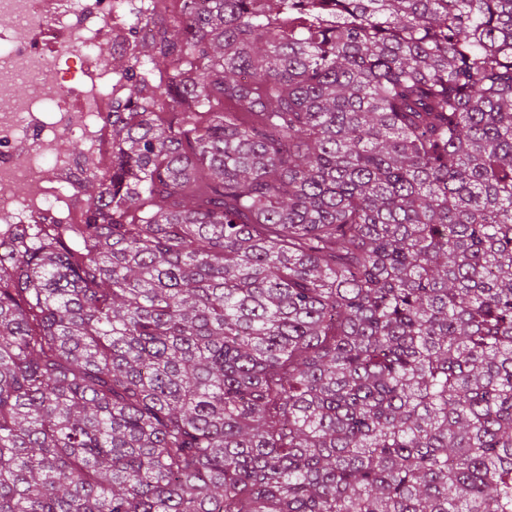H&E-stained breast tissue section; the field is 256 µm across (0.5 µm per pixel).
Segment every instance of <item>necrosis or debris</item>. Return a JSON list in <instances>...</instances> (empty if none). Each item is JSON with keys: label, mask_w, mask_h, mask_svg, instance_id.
<instances>
[{"label": "necrosis or debris", "mask_w": 512, "mask_h": 512, "mask_svg": "<svg viewBox=\"0 0 512 512\" xmlns=\"http://www.w3.org/2000/svg\"><path fill=\"white\" fill-rule=\"evenodd\" d=\"M128 9V0H0L10 21L0 30L1 259L14 225L83 223L78 187L88 166L108 164L116 100L96 50L126 48ZM23 82L29 90L17 94Z\"/></svg>", "instance_id": "1"}]
</instances>
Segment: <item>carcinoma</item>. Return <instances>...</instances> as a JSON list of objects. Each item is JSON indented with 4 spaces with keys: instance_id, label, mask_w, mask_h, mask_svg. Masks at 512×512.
<instances>
[{
    "instance_id": "carcinoma-1",
    "label": "carcinoma",
    "mask_w": 512,
    "mask_h": 512,
    "mask_svg": "<svg viewBox=\"0 0 512 512\" xmlns=\"http://www.w3.org/2000/svg\"><path fill=\"white\" fill-rule=\"evenodd\" d=\"M181 13L0 263V512H512V0Z\"/></svg>"
}]
</instances>
